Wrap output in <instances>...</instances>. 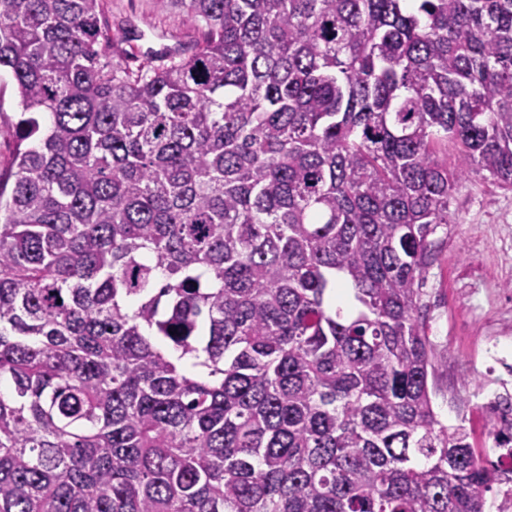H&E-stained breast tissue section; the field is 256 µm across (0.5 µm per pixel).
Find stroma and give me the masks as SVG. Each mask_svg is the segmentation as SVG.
Returning a JSON list of instances; mask_svg holds the SVG:
<instances>
[{
	"label": "stroma",
	"instance_id": "stroma-1",
	"mask_svg": "<svg viewBox=\"0 0 512 512\" xmlns=\"http://www.w3.org/2000/svg\"><path fill=\"white\" fill-rule=\"evenodd\" d=\"M103 19L130 69L150 65L152 50L201 40L202 26L159 0H104ZM20 112L15 83L0 75V180L13 183ZM458 221L433 236L434 260L420 311L438 366L433 404L448 425L465 424L470 442L489 450L485 404L512 384V190L470 174L451 206Z\"/></svg>",
	"mask_w": 512,
	"mask_h": 512
}]
</instances>
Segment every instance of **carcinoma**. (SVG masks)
Masks as SVG:
<instances>
[{
	"label": "carcinoma",
	"mask_w": 512,
	"mask_h": 512,
	"mask_svg": "<svg viewBox=\"0 0 512 512\" xmlns=\"http://www.w3.org/2000/svg\"><path fill=\"white\" fill-rule=\"evenodd\" d=\"M174 2L203 40L132 71L103 0H0V512H486L512 394L491 461L419 313L512 189V0ZM21 108L15 83L6 73L0 75V176L7 183V195L14 181L13 165L17 147L15 123Z\"/></svg>",
	"instance_id": "1"
}]
</instances>
